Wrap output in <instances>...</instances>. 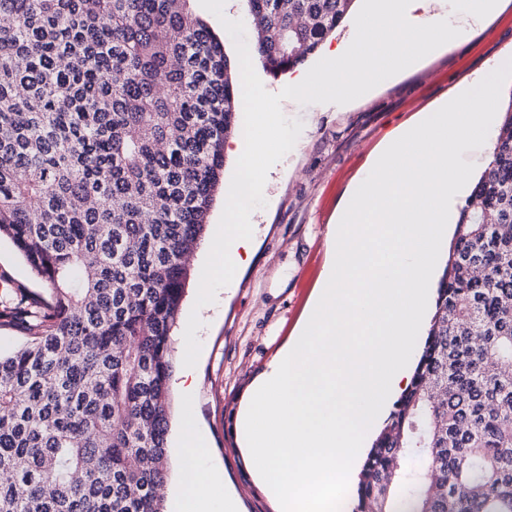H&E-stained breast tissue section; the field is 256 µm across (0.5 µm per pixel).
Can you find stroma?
I'll use <instances>...</instances> for the list:
<instances>
[{
	"mask_svg": "<svg viewBox=\"0 0 512 512\" xmlns=\"http://www.w3.org/2000/svg\"><path fill=\"white\" fill-rule=\"evenodd\" d=\"M420 18H446L461 34L449 49L395 75L345 105H300L285 100L286 117L302 122L293 149L268 172L266 207L251 214L252 255L235 274V286H216L201 305L198 285L208 280V242L224 229L225 196L217 194L198 257L190 269L181 314L173 330L174 373L192 362L191 395L172 388L168 483L181 485L179 435L185 419L204 434L201 450L221 470L241 501V512H275L235 434L236 415L253 378L296 333L326 262L329 224L356 186L373 153L397 127L477 78L491 58H512V0L473 15L452 0H421ZM49 291L9 239L0 240V303Z\"/></svg>",
	"mask_w": 512,
	"mask_h": 512,
	"instance_id": "stroma-1",
	"label": "stroma"
}]
</instances>
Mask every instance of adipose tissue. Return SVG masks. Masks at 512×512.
Instances as JSON below:
<instances>
[{"instance_id": "ef3b65f1", "label": "adipose tissue", "mask_w": 512, "mask_h": 512, "mask_svg": "<svg viewBox=\"0 0 512 512\" xmlns=\"http://www.w3.org/2000/svg\"><path fill=\"white\" fill-rule=\"evenodd\" d=\"M251 239L245 225L236 220L226 221L224 236L213 242L214 252L222 254V265L214 267L212 280L230 281L236 267L243 264V255L249 252ZM204 442L203 435L194 428L184 432L185 448L188 450L189 462L179 492L172 498L174 512H237L236 501L232 495L217 498L206 492L208 485L221 483L222 474L204 463L200 457V448Z\"/></svg>"}]
</instances>
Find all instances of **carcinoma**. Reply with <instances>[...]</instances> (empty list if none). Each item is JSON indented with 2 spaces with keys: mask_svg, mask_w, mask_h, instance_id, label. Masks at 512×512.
Returning a JSON list of instances; mask_svg holds the SVG:
<instances>
[{
  "mask_svg": "<svg viewBox=\"0 0 512 512\" xmlns=\"http://www.w3.org/2000/svg\"><path fill=\"white\" fill-rule=\"evenodd\" d=\"M187 2L0 0V237L50 290L0 356V512H166L172 331L239 97ZM248 2L273 73L354 5ZM501 114L351 512H512V99Z\"/></svg>",
  "mask_w": 512,
  "mask_h": 512,
  "instance_id": "obj_1",
  "label": "carcinoma"
}]
</instances>
